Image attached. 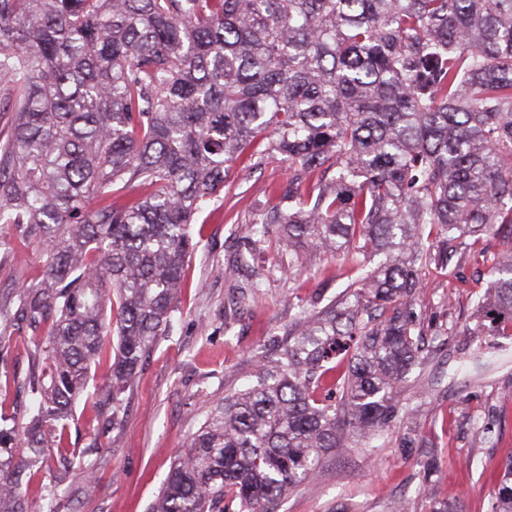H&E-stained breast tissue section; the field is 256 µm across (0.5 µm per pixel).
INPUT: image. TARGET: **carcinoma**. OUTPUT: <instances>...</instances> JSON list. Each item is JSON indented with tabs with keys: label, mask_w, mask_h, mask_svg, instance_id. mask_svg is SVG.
Listing matches in <instances>:
<instances>
[{
	"label": "carcinoma",
	"mask_w": 512,
	"mask_h": 512,
	"mask_svg": "<svg viewBox=\"0 0 512 512\" xmlns=\"http://www.w3.org/2000/svg\"><path fill=\"white\" fill-rule=\"evenodd\" d=\"M0 112V254L44 256L0 298V338L36 343L31 405L0 413V512H28L24 478L109 358L96 404L118 424L238 159L288 171L247 251L275 224L290 269L306 245L376 266L256 352L150 512H274L343 434L389 426L421 358L418 265L512 227V0H0ZM475 311L512 337V252ZM492 512H512V459Z\"/></svg>",
	"instance_id": "cac0c4a2"
}]
</instances>
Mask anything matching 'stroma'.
<instances>
[{
	"label": "stroma",
	"instance_id": "stroma-1",
	"mask_svg": "<svg viewBox=\"0 0 512 512\" xmlns=\"http://www.w3.org/2000/svg\"><path fill=\"white\" fill-rule=\"evenodd\" d=\"M287 173L269 158L236 162L219 202L200 216V244L186 263V288L173 329L145 355L124 395L116 427L79 401L61 448L27 477L30 512H148L175 453L225 396L245 389L256 348L284 343L301 308L329 301L360 274L352 256L308 248L295 270L269 234L254 263L239 267L241 230L278 202L273 189ZM512 250V232L483 236L470 249L449 246L448 261L422 263L415 308L424 328L422 363L403 384L399 416L368 444L346 439L316 474L290 492L277 512H430L458 502L463 512H491L504 464L512 458V338L479 336L471 312L494 259ZM42 269L39 250L0 264V297ZM261 281L259 292L249 285ZM0 365V411L31 402L23 383L34 344L11 335ZM83 450V469L54 484L60 457Z\"/></svg>",
	"mask_w": 512,
	"mask_h": 512
}]
</instances>
